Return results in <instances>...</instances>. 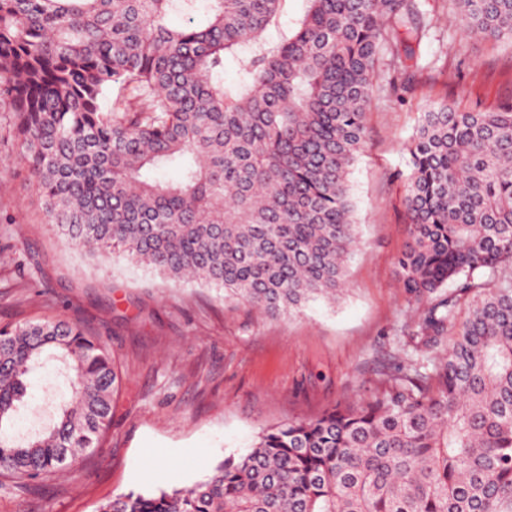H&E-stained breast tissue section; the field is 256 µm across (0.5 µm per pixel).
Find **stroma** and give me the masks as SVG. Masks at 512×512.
<instances>
[{
    "mask_svg": "<svg viewBox=\"0 0 512 512\" xmlns=\"http://www.w3.org/2000/svg\"><path fill=\"white\" fill-rule=\"evenodd\" d=\"M427 2L435 29L416 50L414 87L373 100L368 142L350 170L358 244L348 290L290 318L119 256L85 258L47 224L0 119V325L77 322L108 343L121 376L100 450L44 483L0 478V512H97L131 490L187 488L264 429L381 387L384 370L405 357L401 327L413 317L396 279L409 240L406 144L429 105L485 111L512 98V43L467 35L453 0ZM69 391L55 363L37 368L19 429L48 424ZM148 468L157 471L149 482Z\"/></svg>",
    "mask_w": 512,
    "mask_h": 512,
    "instance_id": "stroma-1",
    "label": "stroma"
}]
</instances>
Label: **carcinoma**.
Instances as JSON below:
<instances>
[{
  "instance_id": "obj_1",
  "label": "carcinoma",
  "mask_w": 512,
  "mask_h": 512,
  "mask_svg": "<svg viewBox=\"0 0 512 512\" xmlns=\"http://www.w3.org/2000/svg\"><path fill=\"white\" fill-rule=\"evenodd\" d=\"M280 2L0 0V112L66 241L271 316L343 293L366 113L410 89L433 17L422 0H307L267 51ZM454 2L466 33L512 42V0ZM244 44L231 91L224 55ZM407 149V363L367 397L262 431L189 488L129 491L98 512H512V102L429 106ZM172 166L179 180L153 176ZM46 359L70 395L15 435ZM118 384L107 345L78 324L0 325V475L25 486L99 447Z\"/></svg>"
}]
</instances>
